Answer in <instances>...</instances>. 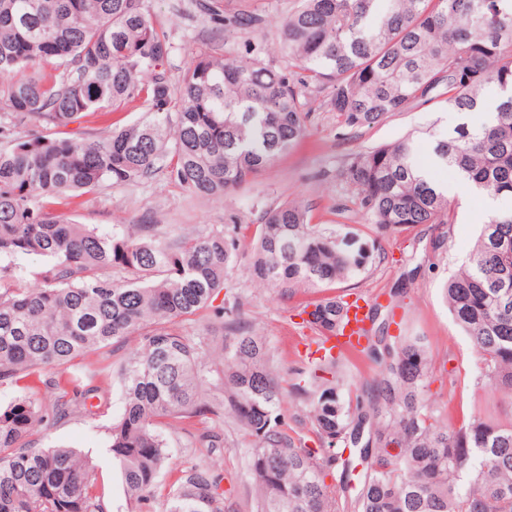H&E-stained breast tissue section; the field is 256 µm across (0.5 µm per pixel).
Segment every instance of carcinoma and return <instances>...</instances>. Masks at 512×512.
<instances>
[{
  "label": "carcinoma",
  "mask_w": 512,
  "mask_h": 512,
  "mask_svg": "<svg viewBox=\"0 0 512 512\" xmlns=\"http://www.w3.org/2000/svg\"><path fill=\"white\" fill-rule=\"evenodd\" d=\"M195 7L225 21L220 0ZM278 51L282 65L252 45L231 61L199 53L175 88L172 43L146 0H0V103L14 118L51 129L149 105L99 139L41 134L0 150V256L47 261L35 285L0 270V380L52 374L49 397L0 407V512H107L90 458L39 448L32 436L76 412L95 415L91 399L115 381L124 410L107 448L132 512L150 502L158 512H224L220 475L207 466L170 467L167 490L159 481L171 453L160 426L221 414L252 443L257 512H471L478 501L512 512V413L440 414L427 398L431 350L379 320L392 305L370 304L366 344L336 353L325 343L362 295L325 296L298 312L324 354L292 384L302 404L294 429L266 337L231 320L207 354L180 330L224 289L238 238L160 235L154 224L109 235L57 211L105 183L163 170L199 198L224 199L303 140L313 89L331 90V111L360 129L442 100L478 112L490 84L499 98L486 119L455 126L433 151L479 193L512 200V0H299ZM47 66L56 74L36 73ZM338 178L372 233L315 224L302 199L268 206L247 244L254 279L288 296L327 291L384 263L385 233L425 225L437 231L433 251L447 245L455 212L417 162L413 135L349 154ZM444 298L475 349L472 386L512 398V208L486 215ZM130 336L140 337L133 355L85 383L82 361ZM351 351L379 360L358 387L344 370ZM195 443L210 452L224 438L204 429ZM358 465L354 495L340 496Z\"/></svg>",
  "instance_id": "1"
}]
</instances>
